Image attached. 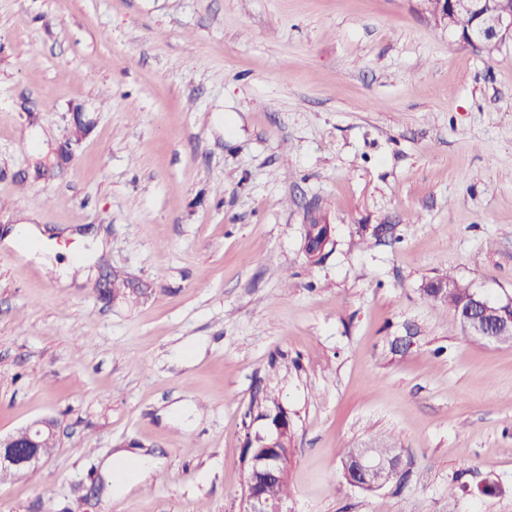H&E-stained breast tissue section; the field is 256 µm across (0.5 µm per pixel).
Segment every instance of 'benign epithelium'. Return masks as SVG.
Instances as JSON below:
<instances>
[{"label": "benign epithelium", "mask_w": 512, "mask_h": 512, "mask_svg": "<svg viewBox=\"0 0 512 512\" xmlns=\"http://www.w3.org/2000/svg\"><path fill=\"white\" fill-rule=\"evenodd\" d=\"M461 13L472 18L466 31H457L458 38L471 46L494 48L512 39V0H439L436 18L456 31V19ZM512 299L493 303L478 289L473 288L466 307L460 314L465 335L494 342L500 336L512 335ZM263 422L262 429L248 437V444L259 445L257 450L246 448L247 475L244 490L243 512H288L286 502L272 500L265 495L264 486L282 477L288 469L279 441L284 427L269 419L255 418ZM57 423L43 418L6 436L0 435V479L11 474H23L36 470L48 456L44 445L48 436L56 437ZM367 483L378 490L398 476L400 464H388L375 457L371 451L362 452L359 460Z\"/></svg>", "instance_id": "obj_1"}]
</instances>
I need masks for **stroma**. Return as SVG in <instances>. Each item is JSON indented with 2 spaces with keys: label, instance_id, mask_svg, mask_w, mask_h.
<instances>
[{
  "label": "stroma",
  "instance_id": "1",
  "mask_svg": "<svg viewBox=\"0 0 512 512\" xmlns=\"http://www.w3.org/2000/svg\"><path fill=\"white\" fill-rule=\"evenodd\" d=\"M446 272L512 296V41L420 0H0V432L59 429L0 512H241L268 392L289 512H512V346L424 299ZM373 435L404 467L366 493ZM118 456L121 458L114 461L112 458L105 461L103 469L106 472H112L117 463L129 462V468L124 472V478L128 480L127 484H132L135 481L149 476L156 468L155 459L145 453L134 454L128 451L119 453Z\"/></svg>",
  "mask_w": 512,
  "mask_h": 512
}]
</instances>
